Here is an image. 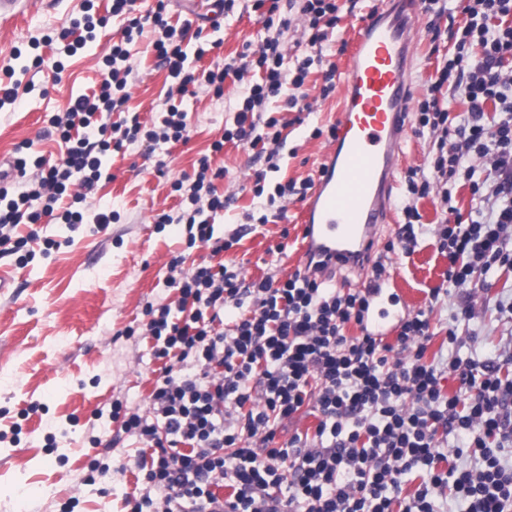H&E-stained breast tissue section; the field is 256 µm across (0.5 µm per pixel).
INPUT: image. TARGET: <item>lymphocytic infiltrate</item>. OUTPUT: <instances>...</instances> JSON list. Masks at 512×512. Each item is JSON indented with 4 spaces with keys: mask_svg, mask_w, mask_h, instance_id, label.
Segmentation results:
<instances>
[{
    "mask_svg": "<svg viewBox=\"0 0 512 512\" xmlns=\"http://www.w3.org/2000/svg\"><path fill=\"white\" fill-rule=\"evenodd\" d=\"M282 0H252L269 35L239 58L199 68L220 40L208 41L191 21L169 22L166 0L138 13L135 0H111L107 14L96 0H84L82 14L68 27L31 41L33 67L44 58L40 45H57L55 73L110 19L121 21L120 36L101 60L97 89L71 99L49 119L62 152L58 159L20 155L14 164L35 168L31 189L14 194L0 187V247L27 265L35 253L38 225L66 224L71 230L93 224L105 230L116 213L96 212L87 200L105 175L106 161L124 144L148 149L188 143L191 124L179 99L189 88L224 96L226 78L244 82L234 121L212 153L225 143L261 146L266 171L257 172L254 197L268 204L291 196L305 198L312 180L279 183L265 195L267 171L278 170L285 141L268 101L282 99L289 110L304 111L305 83L312 69L323 74L321 97L336 90V67L325 64L321 47L339 24L338 0H289L307 20L312 54L290 58L279 38L290 21ZM464 26L452 30L453 50L437 68L418 103L413 132L428 137L427 168L404 176L412 203L388 250L412 253L421 215L417 199L438 193L442 208L452 206L456 178L469 185L479 206L468 217L441 222L437 251L448 260L441 286L428 292L430 305L467 284L484 286L496 267L512 268V0H466ZM154 52L170 80L160 125L127 114L134 78L131 58L138 43ZM465 106L453 114V101ZM120 121H112L113 113ZM191 183L175 181L176 213L157 216L158 226L183 225L188 248L209 249L211 259L185 268L186 257H171L168 287L179 292L177 308L146 306L145 334L153 342L160 374L149 396L151 412L127 411L113 400L109 416L141 442L137 469L141 489L127 498L130 512H436V498L453 495L465 512H512V464L496 451L512 447V379L497 355L426 362L434 336L428 311L402 317L393 341L350 336L363 325L369 292L335 288L294 271L286 280L267 276L251 282L228 270L219 257L231 241L214 235L212 217L229 199L214 182L223 169L209 155L197 161ZM27 234H19L20 225ZM455 377V392L444 390ZM313 401L320 419L314 435H293L274 446L275 426ZM457 436L461 445L448 444ZM452 454H445V447ZM470 454L479 466L461 468L457 456ZM420 483L405 494L409 475ZM230 488L223 496L221 488Z\"/></svg>",
    "mask_w": 512,
    "mask_h": 512,
    "instance_id": "obj_1",
    "label": "lymphocytic infiltrate"
}]
</instances>
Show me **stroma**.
<instances>
[{"instance_id": "1", "label": "stroma", "mask_w": 512, "mask_h": 512, "mask_svg": "<svg viewBox=\"0 0 512 512\" xmlns=\"http://www.w3.org/2000/svg\"><path fill=\"white\" fill-rule=\"evenodd\" d=\"M81 3L35 0L12 25H0V80L6 79L9 69L22 65L12 58L13 48H27L33 39L69 26L80 16ZM341 3V21L323 47L325 61L339 67L346 60L342 48L352 25L374 0ZM417 19L409 92L414 102L422 99L426 82L444 62L450 47L448 31L462 25L465 16L459 0H449L446 15L436 18L421 11ZM117 29V23L108 24L95 42L66 61L59 76L50 67V48H42L44 65L26 75L33 90L20 93L15 105L0 109L1 156L11 157L17 145L29 141L36 154L59 157L57 142L42 132L49 117L71 97L99 83V61L109 52ZM203 32L222 41L204 57L207 65L237 56L245 45L258 44L266 35L246 0H237L219 31L207 26ZM132 64L140 78L130 89L127 107L141 120H159L167 72L157 68L150 54L134 55ZM308 83L309 110L289 112L275 101L268 106L284 123L286 143L280 169L268 172L267 185L315 176L331 144L325 133L316 138L312 131L334 124L340 97L334 93L320 98V73H312ZM242 90V85L228 80L223 99L201 88L186 94L182 107L191 123L187 144H164L151 152L136 143L113 154V178L103 182L90 200L95 209L117 213V221L106 230L91 224L76 231L64 224L39 225L40 236L55 245L47 250L35 244V258L24 268L17 267L14 255L0 251V267L16 272L15 283L0 290V512H63L71 501L76 504L74 512H126V497L138 494L135 461L140 444L105 412L118 399L129 410L147 413L158 364L150 355L151 340L137 333L126 335L125 330L141 327L147 304L177 301V292L166 286L174 252L185 251L190 264L210 256L205 248L186 249L180 226L157 230L155 217L177 210L179 198L171 191L172 183L193 174L197 159L232 124ZM161 160L167 164L162 172L157 169ZM212 165L226 171L214 182L218 193L235 197L214 223L215 236L239 237L238 244L225 251V265L249 281L267 275L286 279L298 267L300 199L285 200L281 218L257 223L261 210L251 187L255 172L265 170L264 158L255 149L228 143L213 155ZM417 208L427 230L413 253L388 254L382 278L386 287L403 294L406 313L431 309L437 334L428 351L434 354L455 310L450 302L428 305L429 289L442 283L448 268L433 233L445 215L434 193L418 200ZM470 298L478 333L459 330L464 349L480 354L512 349V318L498 310L499 303L512 300V270L498 273L490 285L471 289ZM94 436L99 439L95 446L90 443ZM94 462L105 472L90 486L84 478L91 475Z\"/></svg>"}]
</instances>
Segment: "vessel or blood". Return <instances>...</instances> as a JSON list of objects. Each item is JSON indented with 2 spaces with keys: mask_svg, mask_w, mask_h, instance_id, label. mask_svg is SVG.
I'll list each match as a JSON object with an SVG mask.
<instances>
[{
  "mask_svg": "<svg viewBox=\"0 0 512 512\" xmlns=\"http://www.w3.org/2000/svg\"><path fill=\"white\" fill-rule=\"evenodd\" d=\"M417 0H381L360 18L344 67L336 74L341 103L335 140L300 208L299 264L320 280L337 270L366 271L390 199L408 126L409 70ZM396 313L370 308L369 334L386 335Z\"/></svg>",
  "mask_w": 512,
  "mask_h": 512,
  "instance_id": "1",
  "label": "vessel or blood"
}]
</instances>
